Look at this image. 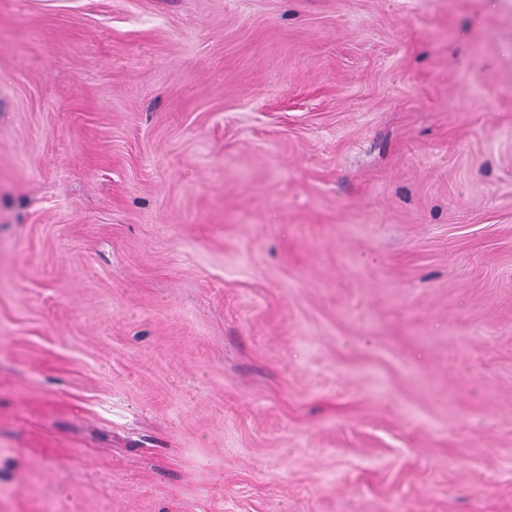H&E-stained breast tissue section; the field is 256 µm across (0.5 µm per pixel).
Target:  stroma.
I'll return each instance as SVG.
<instances>
[{"label":"stroma","instance_id":"35a3bbf8","mask_svg":"<svg viewBox=\"0 0 512 512\" xmlns=\"http://www.w3.org/2000/svg\"><path fill=\"white\" fill-rule=\"evenodd\" d=\"M0 512H512V0H0Z\"/></svg>","mask_w":512,"mask_h":512}]
</instances>
